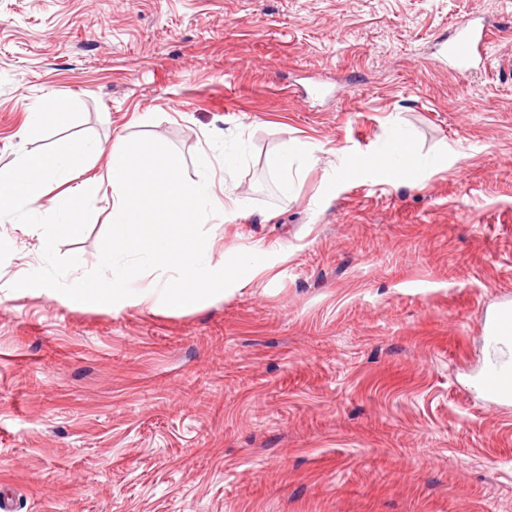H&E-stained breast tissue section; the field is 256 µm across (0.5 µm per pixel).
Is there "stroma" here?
Masks as SVG:
<instances>
[{"label":"stroma","mask_w":512,"mask_h":512,"mask_svg":"<svg viewBox=\"0 0 512 512\" xmlns=\"http://www.w3.org/2000/svg\"><path fill=\"white\" fill-rule=\"evenodd\" d=\"M485 18L487 60L436 43ZM512 0H0V169L146 135L239 207L189 310L13 292L44 242L0 218V492L12 512H512V402L479 387L512 301ZM72 122L19 132L32 105ZM418 169H356L395 134ZM254 152L225 176L212 136ZM300 150L282 193L266 160ZM57 246L97 266L111 196ZM488 338L494 350H505L512 344V306L504 305L488 325Z\"/></svg>","instance_id":"obj_1"}]
</instances>
